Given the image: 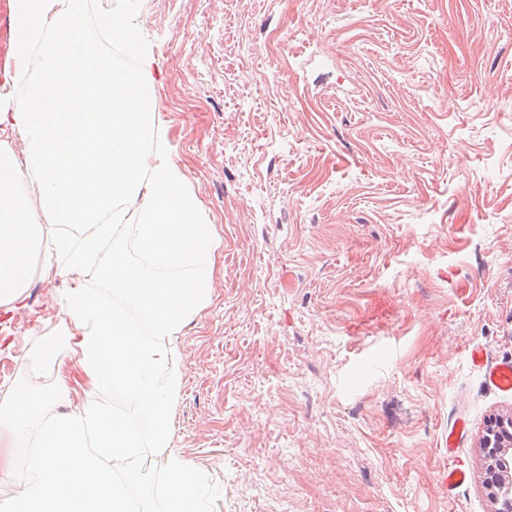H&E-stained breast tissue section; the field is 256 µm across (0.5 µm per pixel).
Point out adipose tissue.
<instances>
[{"label": "adipose tissue", "instance_id": "adipose-tissue-1", "mask_svg": "<svg viewBox=\"0 0 512 512\" xmlns=\"http://www.w3.org/2000/svg\"><path fill=\"white\" fill-rule=\"evenodd\" d=\"M9 19L25 94L0 99V310L24 303L35 274L75 282L48 341L0 395V434L27 451L23 475L0 466V484L21 485L0 512H142L132 490L147 450L164 463L163 512H203L200 469L170 449L173 361L181 331L212 301L220 238L156 143L159 63L132 0L96 20L135 56L129 72L102 56L83 0H9ZM5 133L21 136L22 153ZM90 271L102 288L85 286Z\"/></svg>", "mask_w": 512, "mask_h": 512}]
</instances>
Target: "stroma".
<instances>
[{"label":"stroma","mask_w":512,"mask_h":512,"mask_svg":"<svg viewBox=\"0 0 512 512\" xmlns=\"http://www.w3.org/2000/svg\"><path fill=\"white\" fill-rule=\"evenodd\" d=\"M157 136L220 236L178 336L175 450L205 512H492L512 413V0H137ZM35 278L0 390L58 321ZM467 483L446 495L448 430ZM486 383L502 392L512 391V360L501 361L484 371ZM507 424L509 428L506 427ZM502 429L506 430L507 438L503 435ZM481 448L488 461L484 473V484L490 490L494 503L499 506L496 488L503 480L505 470L510 474V480L512 479V415L493 417L488 421L481 439ZM506 454L510 455V461L504 458Z\"/></svg>","instance_id":"1"}]
</instances>
